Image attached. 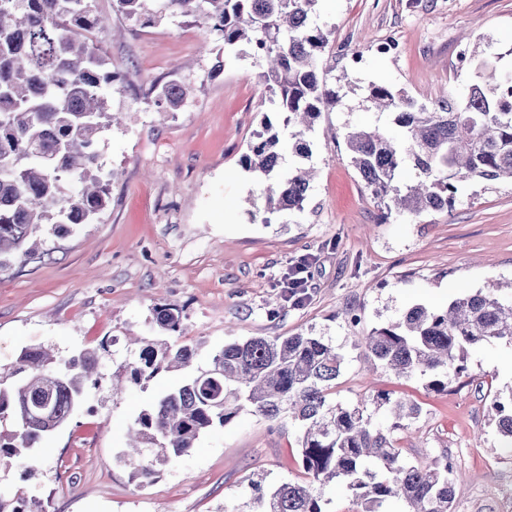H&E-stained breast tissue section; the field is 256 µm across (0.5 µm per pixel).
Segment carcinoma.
<instances>
[{
  "mask_svg": "<svg viewBox=\"0 0 512 512\" xmlns=\"http://www.w3.org/2000/svg\"><path fill=\"white\" fill-rule=\"evenodd\" d=\"M130 19L151 25L166 14L203 21L216 39V68L225 48L250 47L259 62L258 80L280 122L261 120L240 163L265 184L269 224L284 211H302L312 180L303 160L312 153L308 134L316 120L341 102L321 66L329 35L311 24L319 0H115ZM89 0H0V270L13 258L32 256L45 224L58 234L69 224H88L108 204L114 172H103L96 149L114 114L107 89L120 72L84 30L105 28ZM474 77L465 93L428 107L404 91L373 85L367 99L389 111L401 135L357 126L344 140L372 194L404 217L453 207L467 181L512 182V75L488 56L471 54ZM155 104L177 110L192 88L178 81L153 85ZM294 161L283 167L285 154ZM411 167L419 179L406 181ZM71 177L80 191L63 196L60 182ZM182 312L154 309L159 333L178 332ZM512 340V291L464 293L444 309L417 304L366 337V349L382 366L403 376H430L428 385L448 389L466 372L468 350ZM136 361L117 368L140 383L162 371L189 370L186 377L147 409L130 428L135 477L152 480L171 461L185 456L205 432L231 423L247 408L267 421L286 418L298 426L306 480L257 492L255 512H323V490L338 484L352 492L357 512H388L392 501L407 512H453L454 469L448 457L432 465L412 464L402 455L395 430L408 428L421 410L414 403L376 396L392 420L388 429L362 405L331 399L344 363L340 348L322 336H257L224 345L204 367L191 369L195 350L142 338ZM0 386V465L15 459L33 467L49 424H65L96 385L97 355L86 352L68 367H55L48 349H22ZM498 432L512 446V389L508 401L494 399ZM0 512H41L24 494H0Z\"/></svg>",
  "mask_w": 512,
  "mask_h": 512,
  "instance_id": "1",
  "label": "carcinoma"
}]
</instances>
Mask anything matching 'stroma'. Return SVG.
<instances>
[{
	"mask_svg": "<svg viewBox=\"0 0 512 512\" xmlns=\"http://www.w3.org/2000/svg\"><path fill=\"white\" fill-rule=\"evenodd\" d=\"M91 8L111 21L93 40L124 76L112 91L122 121L98 141L103 169L117 177L92 223L43 234L39 254L0 270V368L32 345L53 349L62 363L94 350L98 383L50 435L33 471L21 460L0 467V493L24 491L44 512H251L250 480L268 487L303 479L295 425L246 411L201 435L153 481L133 478L128 429L180 375L163 371L116 394L112 370L134 357L127 336L153 335V309L167 304L185 324L170 343L197 348L200 366L225 343L254 336L309 333L341 347L333 400L367 404L385 391L417 402L419 418L394 433L404 457H448L460 474L454 512H505L512 454L491 405L512 385V341L473 349L467 376L438 392L426 378L372 368L365 338L412 305L443 308L460 292L512 280V183L472 181L451 210L386 218L343 133L365 124L393 132L392 116L365 99L370 84L432 104L470 83L457 56L473 49L512 72V0H320L314 22L329 33L327 65L351 90L310 135L316 177L303 211L269 224L257 178L239 163L270 110L250 48L225 54L213 76L202 24L169 15L145 27L115 0H91ZM388 37L397 50L378 53ZM352 50L362 66H350ZM172 78L192 94L169 112L150 88ZM304 260L306 297L296 305L283 281Z\"/></svg>",
	"mask_w": 512,
	"mask_h": 512,
	"instance_id": "35a3bbf8",
	"label": "stroma"
}]
</instances>
